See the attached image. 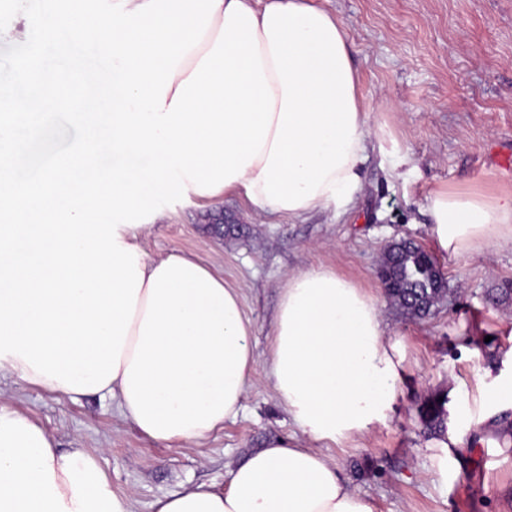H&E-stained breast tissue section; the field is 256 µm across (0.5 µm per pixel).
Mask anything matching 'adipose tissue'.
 I'll use <instances>...</instances> for the list:
<instances>
[{
	"instance_id": "ef3b65f1",
	"label": "adipose tissue",
	"mask_w": 512,
	"mask_h": 512,
	"mask_svg": "<svg viewBox=\"0 0 512 512\" xmlns=\"http://www.w3.org/2000/svg\"><path fill=\"white\" fill-rule=\"evenodd\" d=\"M257 20L275 96L266 144L245 174L213 194L258 215L300 219L347 212L361 188L370 105L343 21L310 0H241ZM425 212L436 246L453 256L512 242V195L438 190ZM143 284L114 379L99 390L148 438L190 444L238 415L255 357L253 325L223 275L190 253L140 255ZM402 357L374 298L319 267L285 282L271 329L273 392L302 432L336 443L383 423ZM154 512H375L326 455L275 440L231 473L160 498ZM0 512H133L83 449L59 453L28 415L0 404Z\"/></svg>"
}]
</instances>
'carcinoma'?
I'll return each mask as SVG.
<instances>
[{"instance_id":"carcinoma-1","label":"carcinoma","mask_w":512,"mask_h":512,"mask_svg":"<svg viewBox=\"0 0 512 512\" xmlns=\"http://www.w3.org/2000/svg\"><path fill=\"white\" fill-rule=\"evenodd\" d=\"M383 267L392 283L389 298L410 314L430 310L446 292L436 259L414 242H399L385 254Z\"/></svg>"}]
</instances>
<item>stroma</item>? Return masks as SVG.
<instances>
[{
  "instance_id": "35a3bbf8",
  "label": "stroma",
  "mask_w": 512,
  "mask_h": 512,
  "mask_svg": "<svg viewBox=\"0 0 512 512\" xmlns=\"http://www.w3.org/2000/svg\"><path fill=\"white\" fill-rule=\"evenodd\" d=\"M313 2L345 23L371 125L383 132L353 209L272 220L235 196L207 207L185 197L139 240L152 258L195 254L238 288L256 366L237 418L166 447L96 396L73 401L6 375L0 402L30 416L59 451L94 456L136 512L190 484L228 489L237 464L270 439L316 445L273 393L269 334L286 278L321 263L373 291L403 358L386 422L326 450L350 488L376 512H512V441L499 439L512 432V400L488 395L512 378V244L449 255L422 213L439 189L512 192V171L496 162L512 151V0ZM399 240L434 252L445 275L447 293L427 317L391 302L378 278L386 246ZM439 399L462 439L444 468L434 450L442 433L426 426Z\"/></svg>"
}]
</instances>
